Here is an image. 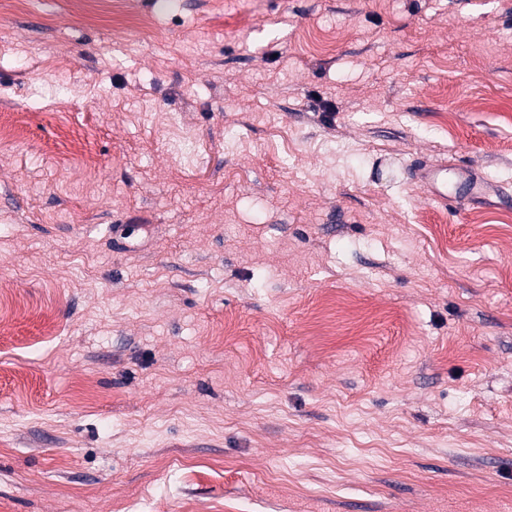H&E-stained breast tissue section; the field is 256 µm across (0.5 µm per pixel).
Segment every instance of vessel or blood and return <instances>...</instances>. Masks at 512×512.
I'll return each instance as SVG.
<instances>
[{"label": "vessel or blood", "mask_w": 512, "mask_h": 512, "mask_svg": "<svg viewBox=\"0 0 512 512\" xmlns=\"http://www.w3.org/2000/svg\"><path fill=\"white\" fill-rule=\"evenodd\" d=\"M413 178L432 199L443 204L452 196L479 201L500 194L497 185L479 178L465 166L451 169L442 163L425 165L414 171Z\"/></svg>", "instance_id": "obj_1"}]
</instances>
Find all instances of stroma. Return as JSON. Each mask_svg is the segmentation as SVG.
Returning a JSON list of instances; mask_svg holds the SVG:
<instances>
[{
	"instance_id": "35a3bbf8",
	"label": "stroma",
	"mask_w": 512,
	"mask_h": 512,
	"mask_svg": "<svg viewBox=\"0 0 512 512\" xmlns=\"http://www.w3.org/2000/svg\"><path fill=\"white\" fill-rule=\"evenodd\" d=\"M0 16V512L512 500V0ZM452 192L448 193V165H424L413 172L414 180L421 184L427 194L434 200L448 205V198H465L472 201L496 197L501 204H508L505 197L494 183L476 176L467 166L453 169Z\"/></svg>"
}]
</instances>
